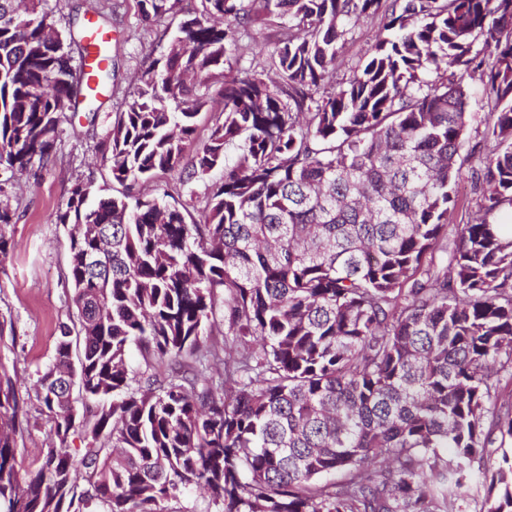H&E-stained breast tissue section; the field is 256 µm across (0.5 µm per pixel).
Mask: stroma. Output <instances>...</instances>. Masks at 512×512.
Masks as SVG:
<instances>
[{
  "label": "stroma",
  "mask_w": 512,
  "mask_h": 512,
  "mask_svg": "<svg viewBox=\"0 0 512 512\" xmlns=\"http://www.w3.org/2000/svg\"><path fill=\"white\" fill-rule=\"evenodd\" d=\"M112 32L114 68L104 87L97 115L71 113L61 129L57 153L45 168L0 180L7 184L12 222L0 227L13 248L0 262V315L11 319L14 334L0 339V368L14 379L26 397L28 426L18 442L17 466L31 470L52 437L53 422L29 395L55 354L59 323L73 322V290L65 279L68 264L67 229L56 215L66 206L69 191L80 181H93L106 194L117 193L110 164L98 150L115 112L121 110L134 84L151 60L166 48L180 18L171 15L146 23L138 15L136 0H99ZM220 171L181 183L172 173L158 174L143 188L146 197L166 203H190L203 208Z\"/></svg>",
  "instance_id": "1"
}]
</instances>
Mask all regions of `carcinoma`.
<instances>
[{
    "label": "carcinoma",
    "instance_id": "1",
    "mask_svg": "<svg viewBox=\"0 0 512 512\" xmlns=\"http://www.w3.org/2000/svg\"><path fill=\"white\" fill-rule=\"evenodd\" d=\"M17 2L0 0V169L23 173L96 90L42 0ZM271 16L272 49L238 68L240 30ZM100 151L124 190L79 182L56 216L75 228L78 324L59 326L38 379L57 443L32 471L16 464L24 401L0 373V512H160L190 484L217 512H512V458L492 461L512 439V231L491 220L512 207V0H199ZM218 169L197 218L139 194L160 172ZM466 176L477 211L453 224ZM103 224L112 279L96 288L84 256ZM220 294L224 346L202 350ZM133 344L168 362L136 388ZM214 365L217 385L199 387ZM376 30L377 25L362 26L356 29L348 45V52L345 55V66L343 65L342 67V73L347 71L346 68H348V65H351L352 59L354 60L356 54L365 48L366 43L374 38Z\"/></svg>",
    "mask_w": 512,
    "mask_h": 512
}]
</instances>
